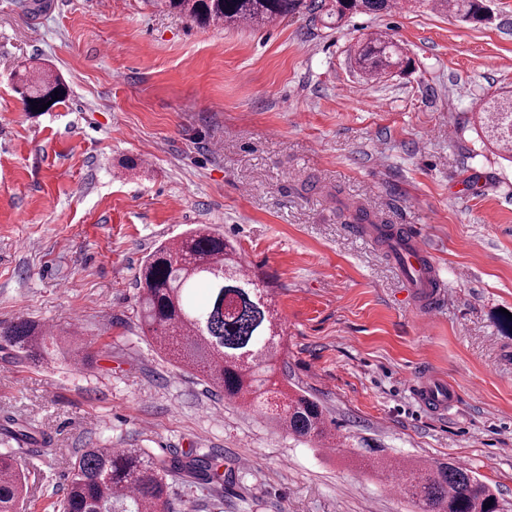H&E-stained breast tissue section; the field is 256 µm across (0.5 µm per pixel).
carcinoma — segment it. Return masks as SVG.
<instances>
[{
    "mask_svg": "<svg viewBox=\"0 0 512 512\" xmlns=\"http://www.w3.org/2000/svg\"><path fill=\"white\" fill-rule=\"evenodd\" d=\"M165 7L202 27L263 25L313 12L327 27L353 14L389 12L396 0H164ZM432 8L464 20H486L483 0H431ZM351 61L370 80H381L411 61L402 47L373 33L353 49ZM17 91L27 110L31 102L57 105L67 86L50 75H17ZM485 136L512 153V94L481 106ZM352 224L382 228L394 248L399 238L377 224L364 208ZM139 318L158 350L179 366L202 375L215 394L240 401L297 439H328L321 404L288 389L278 365L282 334L264 281L244 268L234 244L205 227L188 229L176 242L162 243L142 261ZM0 339L17 356L37 364L60 356L78 361L91 342L45 330L24 319L0 326ZM374 470L397 473L396 487L409 489L417 512H501L498 492L469 469L452 461L400 465L384 456L366 457ZM215 458L189 459L177 453L160 458L144 448H84L66 477L60 512H175L170 480L176 475L209 480L218 475ZM25 477L14 455L0 454V512H22ZM489 508H484V505Z\"/></svg>",
    "mask_w": 512,
    "mask_h": 512,
    "instance_id": "obj_1",
    "label": "carcinoma"
}]
</instances>
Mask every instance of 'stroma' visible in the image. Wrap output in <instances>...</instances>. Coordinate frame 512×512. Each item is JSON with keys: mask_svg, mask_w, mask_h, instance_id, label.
<instances>
[{"mask_svg": "<svg viewBox=\"0 0 512 512\" xmlns=\"http://www.w3.org/2000/svg\"><path fill=\"white\" fill-rule=\"evenodd\" d=\"M484 2L483 24L405 7L328 29L0 0V323L74 329L96 351L33 366L0 341V450L22 465L27 512H53L83 448L217 455L221 480L172 479L177 512H415L359 448L455 460L512 512V163L477 112L512 92V0ZM374 32L409 73L359 76L350 49ZM26 66L67 98L26 111ZM356 206L421 226L449 294L428 328L385 246L345 223ZM195 225L269 283L288 386L320 401L342 450L209 392L144 335L139 266ZM426 369L458 392L446 414L413 398Z\"/></svg>", "mask_w": 512, "mask_h": 512, "instance_id": "stroma-1", "label": "stroma"}]
</instances>
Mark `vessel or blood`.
Listing matches in <instances>:
<instances>
[{
	"instance_id": "b4317fda",
	"label": "vessel or blood",
	"mask_w": 512,
	"mask_h": 512,
	"mask_svg": "<svg viewBox=\"0 0 512 512\" xmlns=\"http://www.w3.org/2000/svg\"><path fill=\"white\" fill-rule=\"evenodd\" d=\"M393 258L413 298L420 301L424 317H432L445 302L446 294L434 285L436 275L425 240L415 230L405 229L403 245ZM413 394L424 409L433 413L445 412L456 399L454 391L430 371L416 379Z\"/></svg>"
}]
</instances>
